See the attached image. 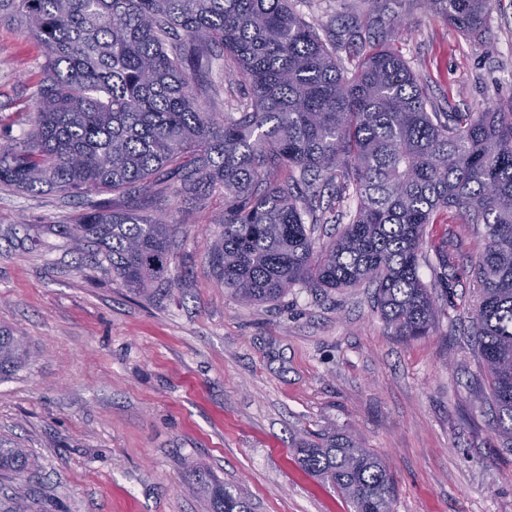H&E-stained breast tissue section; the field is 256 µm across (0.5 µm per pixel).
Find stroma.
Here are the masks:
<instances>
[{
	"mask_svg": "<svg viewBox=\"0 0 512 512\" xmlns=\"http://www.w3.org/2000/svg\"><path fill=\"white\" fill-rule=\"evenodd\" d=\"M297 11L352 68L355 44L384 41L419 78L429 109L480 112L512 97V0H494L481 38L462 36L425 0H298ZM43 48L0 12V146L32 128ZM322 191L313 237L324 246L351 201ZM80 198L0 185V329L25 356L0 376V436L26 448L39 478L30 512H207L188 471L201 465L252 512H349L295 449L336 428L385 459L393 512H512V441L499 433L472 349L474 262L483 240L460 220L428 225L423 253L448 248L435 331L391 336L360 286L295 287L273 305L225 294L209 266L221 227L212 201L171 246V285L130 292L52 232Z\"/></svg>",
	"mask_w": 512,
	"mask_h": 512,
	"instance_id": "35a3bbf8",
	"label": "stroma"
}]
</instances>
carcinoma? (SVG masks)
Here are the masks:
<instances>
[{
	"label": "carcinoma",
	"instance_id": "1",
	"mask_svg": "<svg viewBox=\"0 0 512 512\" xmlns=\"http://www.w3.org/2000/svg\"><path fill=\"white\" fill-rule=\"evenodd\" d=\"M492 0H426L466 37L486 32ZM44 48L33 92L34 129L0 147V183L88 199L58 228L136 294L171 282L177 225L161 201L187 202L181 223L224 201L209 256L219 285L257 306L299 285H365L391 335L433 332L435 285L420 277L425 228L462 217L484 239L476 262L474 352L498 426L512 439V98L485 112H430L406 61L374 45L351 76L336 47L292 0H0ZM225 56L248 87L234 112L215 111L213 61ZM349 167L356 207L323 250L306 220L322 186ZM23 356L0 330V375ZM305 469L336 487L354 512H392L386 464L342 431L296 442ZM37 472L0 438V478ZM193 474L209 512H251L205 471ZM0 485V512H21Z\"/></svg>",
	"mask_w": 512,
	"mask_h": 512
}]
</instances>
